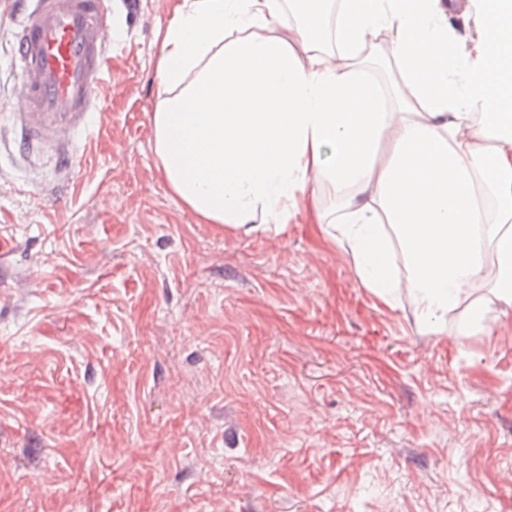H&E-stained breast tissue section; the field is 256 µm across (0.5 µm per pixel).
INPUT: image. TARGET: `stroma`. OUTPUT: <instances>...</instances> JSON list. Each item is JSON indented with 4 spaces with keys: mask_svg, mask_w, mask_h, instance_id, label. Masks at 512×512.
Returning <instances> with one entry per match:
<instances>
[{
    "mask_svg": "<svg viewBox=\"0 0 512 512\" xmlns=\"http://www.w3.org/2000/svg\"><path fill=\"white\" fill-rule=\"evenodd\" d=\"M0 0V512H512V308L427 322L362 284L330 181L205 224L155 153L181 0H112L102 115L61 188L17 131ZM490 309L464 335L471 302Z\"/></svg>",
    "mask_w": 512,
    "mask_h": 512,
    "instance_id": "35a3bbf8",
    "label": "stroma"
}]
</instances>
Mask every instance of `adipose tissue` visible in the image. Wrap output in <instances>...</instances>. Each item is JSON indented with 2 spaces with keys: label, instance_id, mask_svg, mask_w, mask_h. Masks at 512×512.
I'll use <instances>...</instances> for the list:
<instances>
[{
  "label": "adipose tissue",
  "instance_id": "obj_1",
  "mask_svg": "<svg viewBox=\"0 0 512 512\" xmlns=\"http://www.w3.org/2000/svg\"><path fill=\"white\" fill-rule=\"evenodd\" d=\"M287 4L299 20L279 33ZM447 9L338 0L330 18L325 0H183L161 35L153 115L171 189L204 223L239 228L259 209L283 223L331 181L348 193L339 230L379 297L407 291L441 318L484 279L491 249L495 297L512 307V0H468L465 51ZM387 31L401 81L385 92L365 67Z\"/></svg>",
  "mask_w": 512,
  "mask_h": 512
}]
</instances>
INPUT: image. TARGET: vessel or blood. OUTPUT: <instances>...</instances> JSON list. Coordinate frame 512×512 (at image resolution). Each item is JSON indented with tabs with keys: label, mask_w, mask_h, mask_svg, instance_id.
Masks as SVG:
<instances>
[{
	"label": "vessel or blood",
	"mask_w": 512,
	"mask_h": 512,
	"mask_svg": "<svg viewBox=\"0 0 512 512\" xmlns=\"http://www.w3.org/2000/svg\"><path fill=\"white\" fill-rule=\"evenodd\" d=\"M112 25L110 0H32L25 9L17 121L32 150L51 153L64 176L73 134L99 109Z\"/></svg>",
	"instance_id": "b4317fda"
}]
</instances>
